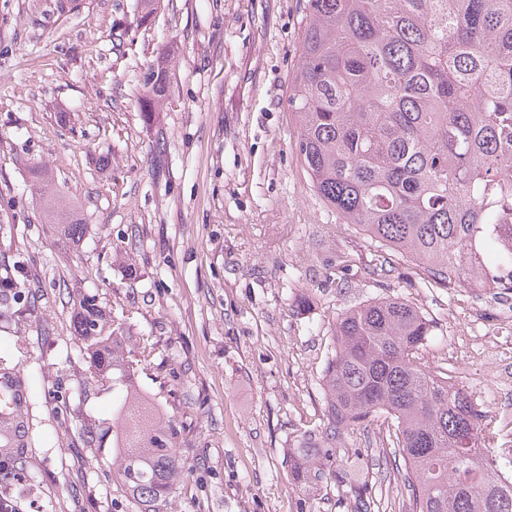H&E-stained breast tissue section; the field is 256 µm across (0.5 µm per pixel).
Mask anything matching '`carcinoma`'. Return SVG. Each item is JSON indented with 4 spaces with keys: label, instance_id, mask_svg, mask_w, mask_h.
Returning a JSON list of instances; mask_svg holds the SVG:
<instances>
[{
    "label": "carcinoma",
    "instance_id": "obj_1",
    "mask_svg": "<svg viewBox=\"0 0 512 512\" xmlns=\"http://www.w3.org/2000/svg\"><path fill=\"white\" fill-rule=\"evenodd\" d=\"M305 10L288 106L321 201L450 288L512 273V249L496 240L512 213V0H306ZM168 80L164 60L145 80L144 111L166 96ZM45 217L68 239L84 230L55 192ZM73 328L96 377L125 389L112 434L117 475L141 512H158L180 459L119 353L126 328L106 322L88 295L76 301ZM433 328L399 298L341 313L323 376L327 425L288 449L297 490L332 478L355 512H371L372 481L354 475V456L337 443L386 414L408 512H512V482L492 461L482 412L419 358Z\"/></svg>",
    "mask_w": 512,
    "mask_h": 512
}]
</instances>
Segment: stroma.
<instances>
[{
	"instance_id": "35a3bbf8",
	"label": "stroma",
	"mask_w": 512,
	"mask_h": 512,
	"mask_svg": "<svg viewBox=\"0 0 512 512\" xmlns=\"http://www.w3.org/2000/svg\"><path fill=\"white\" fill-rule=\"evenodd\" d=\"M305 0H0V377L22 392L0 417V499L15 512H139L116 479L123 390L91 375L72 301L124 323L136 384L172 420L182 469L160 512H353L335 483L305 495L286 452L327 422L322 377L336 319L382 297L435 328L420 352L512 434V383L475 376L489 297L424 284L409 258L338 225L313 190L288 107ZM170 54L153 120L143 80ZM88 229L44 222L28 168ZM382 422L347 432L375 480L373 512H405Z\"/></svg>"
}]
</instances>
